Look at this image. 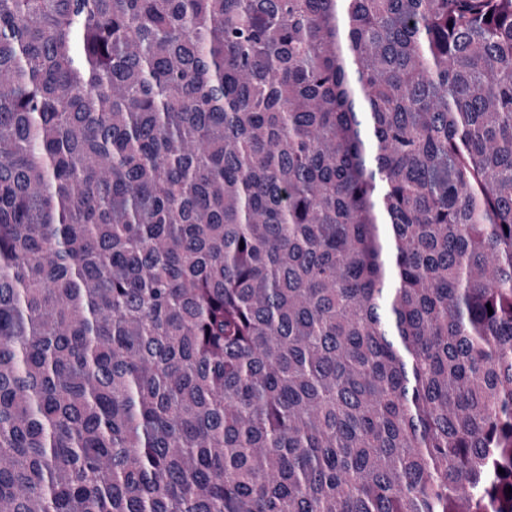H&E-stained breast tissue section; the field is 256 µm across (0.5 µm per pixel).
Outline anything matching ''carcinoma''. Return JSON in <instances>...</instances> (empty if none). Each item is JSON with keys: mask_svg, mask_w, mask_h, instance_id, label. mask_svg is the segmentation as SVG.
<instances>
[{"mask_svg": "<svg viewBox=\"0 0 512 512\" xmlns=\"http://www.w3.org/2000/svg\"><path fill=\"white\" fill-rule=\"evenodd\" d=\"M510 487L512 0H0V512Z\"/></svg>", "mask_w": 512, "mask_h": 512, "instance_id": "obj_1", "label": "carcinoma"}]
</instances>
